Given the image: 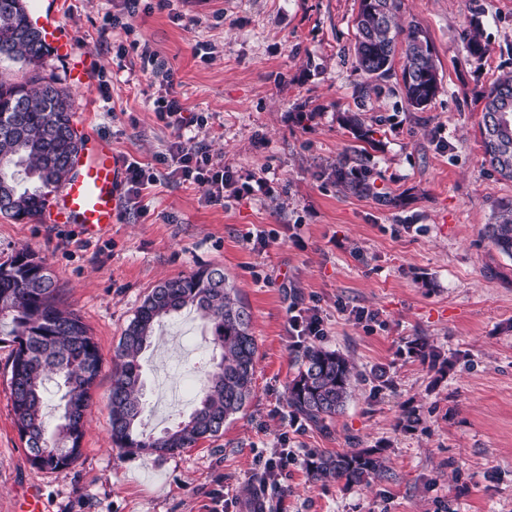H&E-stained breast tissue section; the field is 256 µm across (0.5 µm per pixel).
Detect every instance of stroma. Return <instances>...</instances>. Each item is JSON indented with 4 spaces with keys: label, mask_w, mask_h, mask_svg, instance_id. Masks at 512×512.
<instances>
[{
    "label": "stroma",
    "mask_w": 512,
    "mask_h": 512,
    "mask_svg": "<svg viewBox=\"0 0 512 512\" xmlns=\"http://www.w3.org/2000/svg\"><path fill=\"white\" fill-rule=\"evenodd\" d=\"M359 0H141L130 31H106L124 0H59L60 24L97 71L72 91L79 135L111 141L156 181L122 195L115 224L86 236L73 224L0 214V263L27 247L44 258L61 307L101 355L81 455L52 472L28 462L15 426L11 348L0 344V512L39 490L45 512H253L262 451L293 448L288 495L268 512H512V258L484 236L512 180L484 161L482 92L512 73V0H403L436 51L441 89L425 110L406 103L400 75L359 100ZM478 23L489 52L469 58ZM213 46L211 57L198 43ZM197 118L192 129L240 196L210 206L157 157L174 139L158 119L157 74ZM360 113L372 144L342 118ZM384 205L337 186L329 171L352 149ZM201 267L224 269L252 314L254 394L216 438L157 456L120 452L110 436L115 349L144 296ZM314 310L320 340L289 333L291 306ZM372 311L356 320L353 311ZM142 357L145 432L193 408L211 334L189 311L165 319ZM442 355L432 363L412 345ZM340 351L361 374L342 414L319 430L286 402L303 346ZM417 417L399 423L404 413ZM378 448L370 484L311 481L314 454Z\"/></svg>",
    "instance_id": "stroma-1"
}]
</instances>
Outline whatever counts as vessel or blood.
<instances>
[{
    "label": "vessel or blood",
    "instance_id": "b4317fda",
    "mask_svg": "<svg viewBox=\"0 0 512 512\" xmlns=\"http://www.w3.org/2000/svg\"><path fill=\"white\" fill-rule=\"evenodd\" d=\"M31 18L42 31L53 57L66 63L72 82L78 86L89 84L95 63L78 57L72 39L62 33L57 0H37ZM124 174L125 165L111 146L88 137L68 177L50 200L49 222L75 224L86 235L98 234L119 214Z\"/></svg>",
    "mask_w": 512,
    "mask_h": 512
}]
</instances>
